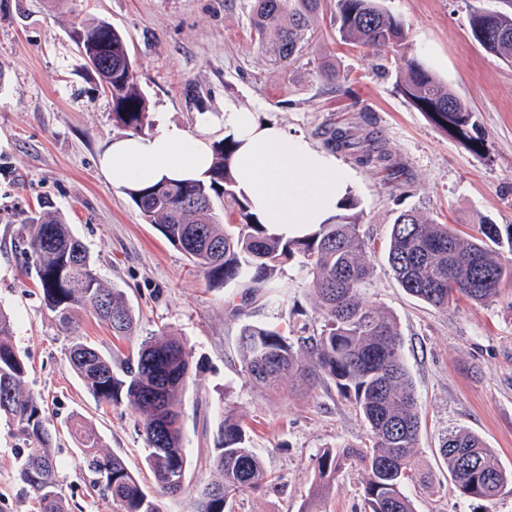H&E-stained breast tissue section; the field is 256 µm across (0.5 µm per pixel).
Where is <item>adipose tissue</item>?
I'll return each instance as SVG.
<instances>
[{"mask_svg": "<svg viewBox=\"0 0 512 512\" xmlns=\"http://www.w3.org/2000/svg\"><path fill=\"white\" fill-rule=\"evenodd\" d=\"M216 127L236 141L231 160L236 190L269 233L300 238L338 213L352 176L335 155L231 100L220 111L198 113L192 132L165 122L150 135L113 137L100 169L117 190L162 179H204L213 161L210 133Z\"/></svg>", "mask_w": 512, "mask_h": 512, "instance_id": "1", "label": "adipose tissue"}]
</instances>
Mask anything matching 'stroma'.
<instances>
[{
    "instance_id": "obj_1",
    "label": "stroma",
    "mask_w": 512,
    "mask_h": 512,
    "mask_svg": "<svg viewBox=\"0 0 512 512\" xmlns=\"http://www.w3.org/2000/svg\"><path fill=\"white\" fill-rule=\"evenodd\" d=\"M382 5L404 22L403 47L340 41L334 2L325 0L314 39L280 68L255 39L254 0H0V306L14 320L12 341L29 366L26 389L40 399L55 435L68 512H119L111 495L86 479L78 422L125 460L147 493L156 483L145 461L141 416L98 403L74 375L66 359L71 338L44 307L35 276L25 272L18 226L46 201L64 213L104 283L124 291L136 319L134 335L120 342L92 311H82V341L122 355L164 332L191 352L182 396L185 490L159 497L160 512H191L197 489L214 477L207 462L226 413L250 429L253 447L283 484L278 493H246L234 512H301L315 480V455L368 442L367 424L333 383L303 393L287 379L269 395L242 371L243 324H276L292 337L320 333L303 256L282 266L266 300L243 303L237 289L210 285L146 223L127 193L107 182L99 157L119 133L112 100L96 74L78 71L72 36L96 20L125 37L151 126L172 121L194 129L198 112L231 99L317 149H326L330 132L341 128L404 168L401 182L353 152L336 154L354 176L351 194L373 266L362 299L398 324L421 417L418 447L435 475L431 485L411 488L415 512H512V480L489 501L459 497L437 452L442 434L467 429L512 472V288L486 305L462 298L441 311L408 295L385 258L403 210H418L465 237L477 235L487 219L512 225V61L484 48L469 26L475 10L512 12V0ZM406 55L468 104L478 148L435 125L401 93ZM329 68L337 75L332 84L324 77ZM24 445L0 420V512H38L17 479ZM362 477L358 466H346L316 512H364Z\"/></svg>"
}]
</instances>
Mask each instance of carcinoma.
I'll return each instance as SVG.
<instances>
[{
    "label": "carcinoma",
    "mask_w": 512,
    "mask_h": 512,
    "mask_svg": "<svg viewBox=\"0 0 512 512\" xmlns=\"http://www.w3.org/2000/svg\"><path fill=\"white\" fill-rule=\"evenodd\" d=\"M321 0H255L253 26L270 61L285 66L313 36L311 18ZM336 32L344 42L374 46L401 45L403 24L380 0H336ZM471 33L491 52L512 59V13L480 10L470 19ZM85 37L106 44L102 58L80 55L79 68L92 70L112 99V122L138 134L149 124L148 101L135 78L127 43L112 24L99 21L81 28ZM398 86L403 95L442 128L470 140L471 109L441 83L416 57L404 59ZM333 150H353L356 142L341 129L327 139ZM235 142L214 143L213 163L205 181H161L128 191L144 220L182 251L216 286H237L255 297L271 287L278 267L294 255L304 257L309 287L323 329L316 336L290 337L274 325L246 323L240 330L242 368L258 387L269 392L291 378L307 389L331 382L353 403L369 428V445L345 444L315 456L318 484L314 495L348 463L364 471L363 498L368 512H413L410 485L426 478L419 466L420 416L412 377L407 369L395 320L362 301L373 273L368 245L360 233L354 197L342 212L304 239L268 233L235 190L230 160ZM224 199L237 224H222L215 199ZM17 234L25 245L45 307L75 336L79 312L92 310L118 339L131 336L132 311L124 292L105 285L83 241L64 214L45 206L25 216ZM386 262L401 288L414 298L446 310L458 298L476 304L494 301L512 285V226L501 229L491 220L480 236L460 237L447 224L423 221L413 211L392 224ZM14 322L0 309V419L35 447L26 449L18 467L22 491L31 493L39 512H67L51 441L42 420L40 400L25 390L27 366L11 338ZM70 369L102 403L126 405L143 417V434L158 493L184 490L188 467L182 444L180 395L190 376V355L170 335L143 339L122 359L81 341L67 348ZM91 483L108 493L120 512H160L124 460L99 449L97 435L79 428ZM212 467L216 480L204 486L193 512H231L233 502L250 491L277 492L279 479L266 470L251 445L245 426L225 414L219 428ZM455 492L489 500L509 475L497 455L475 433L448 432L439 448Z\"/></svg>",
    "instance_id": "cac0c4a2"
}]
</instances>
